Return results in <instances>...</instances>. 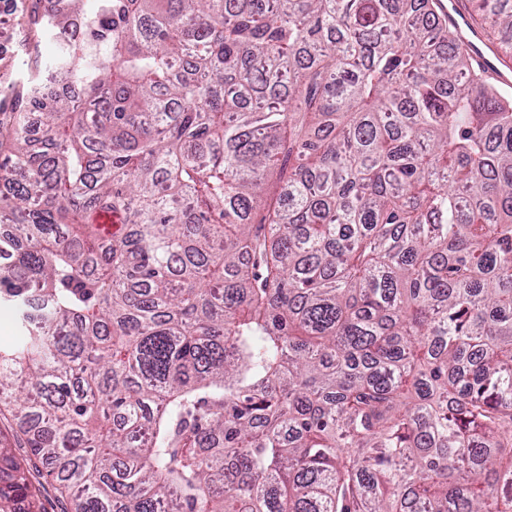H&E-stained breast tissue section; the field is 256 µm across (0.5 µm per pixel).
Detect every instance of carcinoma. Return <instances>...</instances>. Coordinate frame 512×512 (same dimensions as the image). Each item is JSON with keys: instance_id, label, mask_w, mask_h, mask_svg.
Masks as SVG:
<instances>
[{"instance_id": "obj_1", "label": "carcinoma", "mask_w": 512, "mask_h": 512, "mask_svg": "<svg viewBox=\"0 0 512 512\" xmlns=\"http://www.w3.org/2000/svg\"><path fill=\"white\" fill-rule=\"evenodd\" d=\"M16 11L0 415L65 512H512V98L432 0ZM15 310L5 304L0 305V345L11 343L23 336Z\"/></svg>"}]
</instances>
